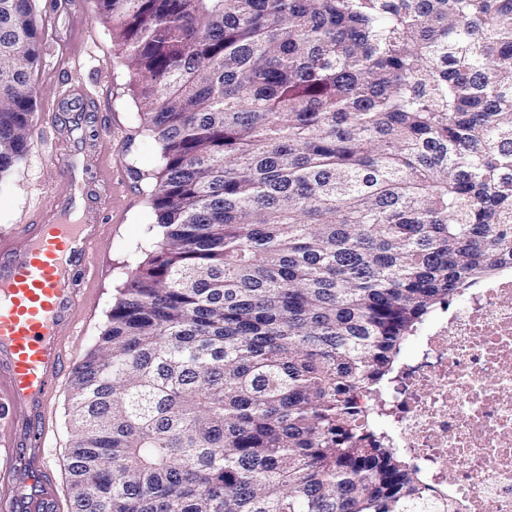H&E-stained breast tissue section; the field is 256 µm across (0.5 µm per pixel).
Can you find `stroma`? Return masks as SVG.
Listing matches in <instances>:
<instances>
[{"label": "stroma", "instance_id": "obj_1", "mask_svg": "<svg viewBox=\"0 0 512 512\" xmlns=\"http://www.w3.org/2000/svg\"><path fill=\"white\" fill-rule=\"evenodd\" d=\"M41 46L32 83L36 112L23 160L0 179V239L21 226L59 210L70 192L66 160L72 139L86 148V189L106 227L97 249L107 264L105 276L76 275L75 314L82 333L62 337L74 362L93 348L107 314L131 269L154 249L147 232L151 220V173L160 147L140 126L132 94L134 74L118 55L112 26L93 0H34ZM69 386L56 396L50 444L60 461L54 470L59 503L69 512L65 459L72 435L66 409Z\"/></svg>", "mask_w": 512, "mask_h": 512}]
</instances>
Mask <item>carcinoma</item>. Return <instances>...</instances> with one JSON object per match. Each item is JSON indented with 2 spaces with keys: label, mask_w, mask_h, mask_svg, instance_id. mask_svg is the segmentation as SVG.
Here are the masks:
<instances>
[{
  "label": "carcinoma",
  "mask_w": 512,
  "mask_h": 512,
  "mask_svg": "<svg viewBox=\"0 0 512 512\" xmlns=\"http://www.w3.org/2000/svg\"><path fill=\"white\" fill-rule=\"evenodd\" d=\"M0 0V178L40 35ZM162 145L161 240L73 369L71 512H461L375 425L512 268V0H94Z\"/></svg>",
  "instance_id": "carcinoma-1"
}]
</instances>
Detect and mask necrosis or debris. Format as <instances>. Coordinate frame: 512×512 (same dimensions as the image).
<instances>
[{
	"mask_svg": "<svg viewBox=\"0 0 512 512\" xmlns=\"http://www.w3.org/2000/svg\"><path fill=\"white\" fill-rule=\"evenodd\" d=\"M381 425L463 512H512V278L434 328Z\"/></svg>",
	"mask_w": 512,
	"mask_h": 512,
	"instance_id": "obj_1",
	"label": "necrosis or debris"
}]
</instances>
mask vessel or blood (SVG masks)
<instances>
[{"mask_svg": "<svg viewBox=\"0 0 512 512\" xmlns=\"http://www.w3.org/2000/svg\"><path fill=\"white\" fill-rule=\"evenodd\" d=\"M81 166L79 154H72L65 209L0 243V424L16 430L15 437L0 442V475H9L18 450H25L30 491L21 497L24 512H49L56 502L47 408L66 372L60 338L80 333L72 273L99 278L105 269L95 252L103 225L69 218L79 199Z\"/></svg>", "mask_w": 512, "mask_h": 512, "instance_id": "1", "label": "vessel or blood"}]
</instances>
